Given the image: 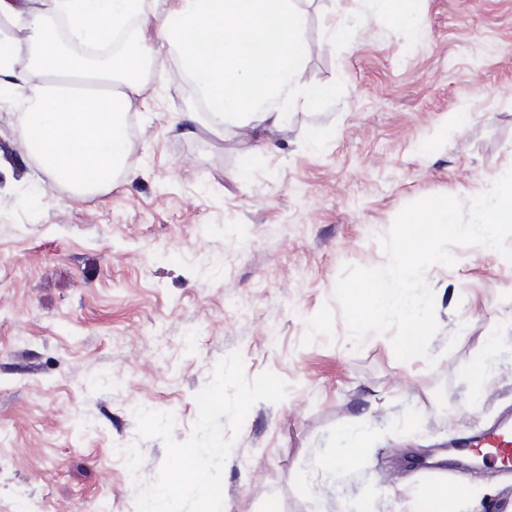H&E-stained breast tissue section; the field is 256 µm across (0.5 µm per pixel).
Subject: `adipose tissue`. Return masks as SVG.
<instances>
[{
  "instance_id": "1",
  "label": "adipose tissue",
  "mask_w": 512,
  "mask_h": 512,
  "mask_svg": "<svg viewBox=\"0 0 512 512\" xmlns=\"http://www.w3.org/2000/svg\"><path fill=\"white\" fill-rule=\"evenodd\" d=\"M51 17L81 42L129 32L125 48L112 55L119 90L76 96L43 84L46 73L79 68L50 39L45 21ZM0 20L10 27L0 36V85L19 81L14 108L29 151L56 182L80 194L110 186L124 162L126 91L158 70L160 50L179 55L206 101L211 126L235 123L244 142L278 129L299 101L326 94L303 80V20L292 0H177L164 13L149 10L147 0H42L37 10L0 0ZM26 48L36 50L35 64L16 72L15 59Z\"/></svg>"
}]
</instances>
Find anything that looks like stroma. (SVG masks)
Here are the masks:
<instances>
[{"instance_id": "1", "label": "stroma", "mask_w": 512, "mask_h": 512, "mask_svg": "<svg viewBox=\"0 0 512 512\" xmlns=\"http://www.w3.org/2000/svg\"><path fill=\"white\" fill-rule=\"evenodd\" d=\"M296 6L304 78L327 95L291 108L259 160L232 128L181 134L201 95L168 52L166 79L131 96L124 166L83 197L53 184L0 96V512H136L166 446L138 439L135 408L173 412L187 440L235 351L287 390L250 409L223 512H395L432 486L413 459L512 421L499 252L460 246L428 268L432 365L398 360L386 334L352 341L334 298L344 266L386 264L378 237L406 205L470 198L512 168V0H419L422 40L386 0ZM459 512H512V472L472 471ZM499 337L488 336L484 342L482 351L469 364L468 376L473 388V400L479 401L486 389L488 375L485 353L494 349L499 343Z\"/></svg>"}]
</instances>
